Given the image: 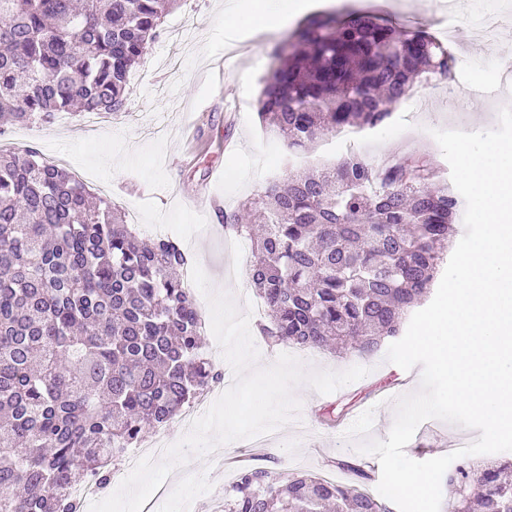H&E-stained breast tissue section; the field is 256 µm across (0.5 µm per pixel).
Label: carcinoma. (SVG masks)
I'll return each instance as SVG.
<instances>
[{
	"label": "carcinoma",
	"mask_w": 512,
	"mask_h": 512,
	"mask_svg": "<svg viewBox=\"0 0 512 512\" xmlns=\"http://www.w3.org/2000/svg\"><path fill=\"white\" fill-rule=\"evenodd\" d=\"M178 0H0V135L61 112L118 113L130 72ZM256 99L265 129L310 149L346 127L385 124L414 84L450 80L455 56L423 29L367 12L307 16L277 45ZM268 182L240 213L216 209L251 243L249 276L274 345L370 355L400 335L460 232L459 197L421 158L374 166L350 153ZM172 236L134 224L35 149L0 150V512H81L71 486L104 484L150 430L223 378L201 351L198 312ZM348 480L283 477L251 462L226 512H391ZM452 512H512L502 467L448 471Z\"/></svg>",
	"instance_id": "cac0c4a2"
}]
</instances>
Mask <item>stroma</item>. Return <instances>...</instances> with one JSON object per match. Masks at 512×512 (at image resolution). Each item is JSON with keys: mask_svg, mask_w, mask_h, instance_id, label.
I'll return each mask as SVG.
<instances>
[{"mask_svg": "<svg viewBox=\"0 0 512 512\" xmlns=\"http://www.w3.org/2000/svg\"><path fill=\"white\" fill-rule=\"evenodd\" d=\"M236 2L180 0L163 18L162 37L133 73L124 111L106 119L95 138L85 136L80 117L65 112L50 124L7 128L4 137L15 149L33 147L42 156L65 159L83 170L91 184L105 185L116 207L136 212L139 224H160L173 232L211 284H223L244 311L256 296L246 274L249 256L230 247L220 224H200L188 197L203 191L220 199L225 210L235 211L242 202L259 197L267 181L283 176L288 167L333 164L345 151L331 136L299 155L266 135L255 108L260 76L271 67L274 46L298 19L289 16L287 26L265 34L244 26L225 27L224 14ZM445 2L310 0L312 13L347 6L372 9L435 35L440 17L457 33L451 46L457 59L453 79L415 85L413 96L394 108L385 125L362 131L354 150L371 164L419 152L442 179H449V164L431 129L490 130L498 125L499 109L512 104V85L476 81L481 73L498 74L502 59L512 57V25L502 27L492 43L473 34L483 20L512 6V0H460L449 16ZM301 361L309 370L343 371L358 365L368 373L327 395L299 388V414L276 430L275 443L265 454L240 440L216 454L190 456L187 468L195 472L194 482L187 485L182 477H169L150 499L156 512H212L222 495L215 464L219 458L229 464L249 455L255 463L273 464L288 473L320 475L330 461L357 455L355 440H340L342 427L378 400L382 407L369 436L386 439L397 398L420 386V368L403 370L388 362L382 349L368 357L341 358L319 351L302 355ZM464 432L458 425L426 420L405 453L416 461L445 455L449 440Z\"/></svg>", "mask_w": 512, "mask_h": 512, "instance_id": "35a3bbf8", "label": "stroma"}]
</instances>
